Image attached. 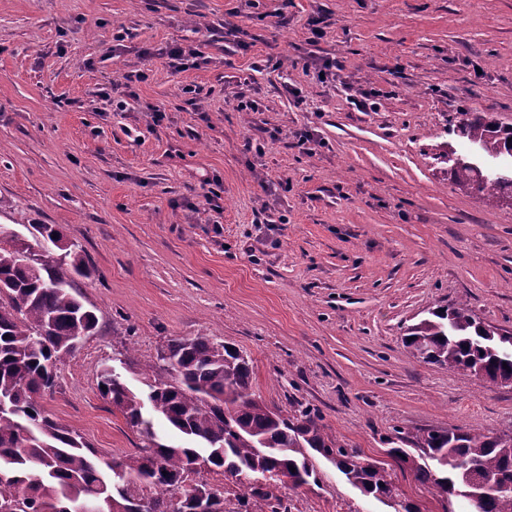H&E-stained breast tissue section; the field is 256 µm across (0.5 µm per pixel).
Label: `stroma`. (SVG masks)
I'll return each instance as SVG.
<instances>
[{"instance_id": "35a3bbf8", "label": "stroma", "mask_w": 512, "mask_h": 512, "mask_svg": "<svg viewBox=\"0 0 512 512\" xmlns=\"http://www.w3.org/2000/svg\"><path fill=\"white\" fill-rule=\"evenodd\" d=\"M176 43L201 58L174 70L162 51ZM364 95L375 111L355 109ZM461 112L512 125V0H0V225H60L98 317L46 410L103 459L134 452L101 364L126 377L206 335L247 355L266 405L314 409L395 486L365 496L321 458L290 512H466L386 455L399 428L512 430V386L402 341L463 302L512 332V207L451 182ZM206 185L222 212L200 206Z\"/></svg>"}]
</instances>
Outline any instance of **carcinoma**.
Returning a JSON list of instances; mask_svg holds the SVG:
<instances>
[{
  "label": "carcinoma",
  "mask_w": 512,
  "mask_h": 512,
  "mask_svg": "<svg viewBox=\"0 0 512 512\" xmlns=\"http://www.w3.org/2000/svg\"><path fill=\"white\" fill-rule=\"evenodd\" d=\"M453 132L488 158L512 156V126L485 112H463ZM453 183L487 204L512 200V181L477 170L465 156L449 168ZM32 238L0 225V512H197L208 472L244 487L208 497L209 512H288L286 488L317 482L315 456L331 458L346 480L368 495L392 490L385 470L365 465L354 448L325 432L305 408L288 416L264 406L252 390V366L232 345L199 335L173 339L151 372H140L141 395L104 364L100 396L143 437L133 454L110 461L76 430L49 414L36 396L54 391L57 366L75 356L97 316L75 289L89 270L70 248L44 247L63 237L55 224L30 225ZM410 354L450 371L512 381V355L497 327L481 324L466 303L438 307L407 328ZM505 433L462 427L413 436L419 458L399 446L387 454L411 464L414 479L440 493L483 494L481 512H512V491L489 492L474 472L512 482ZM296 471L289 470V467Z\"/></svg>",
  "instance_id": "cac0c4a2"
}]
</instances>
